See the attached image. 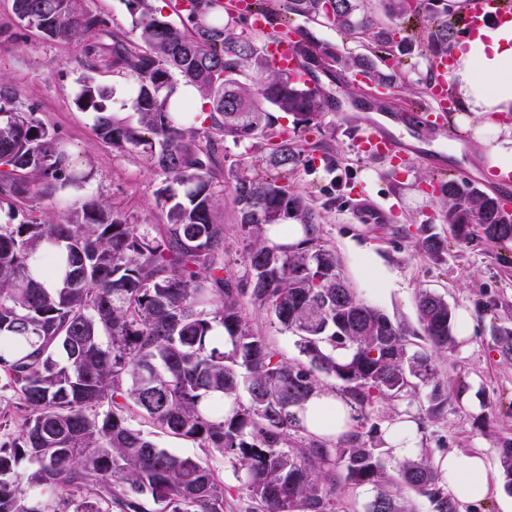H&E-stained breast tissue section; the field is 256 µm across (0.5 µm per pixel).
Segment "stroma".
I'll list each match as a JSON object with an SVG mask.
<instances>
[{
    "label": "stroma",
    "instance_id": "35a3bbf8",
    "mask_svg": "<svg viewBox=\"0 0 512 512\" xmlns=\"http://www.w3.org/2000/svg\"><path fill=\"white\" fill-rule=\"evenodd\" d=\"M80 60L79 46L47 41L29 32L0 42V79L19 90L23 100L38 104L39 117L66 141L73 163L90 174L86 183L59 193L55 201L35 197L28 207L35 214L58 219L69 205L96 196L119 210L135 228L159 232L164 222L156 201L161 178L144 156L114 151L94 133L93 113L76 108ZM323 122L336 129L335 165L319 159L307 162L290 184L321 208L322 240L338 253L357 297L415 332L419 346L425 343L416 309L421 291L442 295L454 310L467 311L472 318L469 336L456 338L448 351L432 354L437 377L448 389L442 413L427 416L430 389L422 385L409 396L385 402L368 423L382 430L401 416H413L420 426V452L432 459L452 451L485 452L496 489L485 502L459 506L458 512H503V502L512 500L499 487V444L512 439V361L497 353L493 330L512 324V245L457 243L440 222L438 204L426 192L433 177L452 175L458 164L485 169L481 149L462 140L459 155L447 156L442 168L423 165L404 178L395 175L388 163L354 150L355 128L346 117L331 112ZM355 187L374 198L399 203L395 223H361L350 196ZM332 194L339 198L336 207L324 208ZM425 223L448 239V252L442 258L429 256L421 246L420 227ZM132 423L150 433L159 447L218 468L230 491L224 512H248L241 481L217 454L162 433L141 418H133Z\"/></svg>",
    "mask_w": 512,
    "mask_h": 512
}]
</instances>
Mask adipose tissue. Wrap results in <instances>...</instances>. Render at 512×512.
<instances>
[{
  "label": "adipose tissue",
  "mask_w": 512,
  "mask_h": 512,
  "mask_svg": "<svg viewBox=\"0 0 512 512\" xmlns=\"http://www.w3.org/2000/svg\"><path fill=\"white\" fill-rule=\"evenodd\" d=\"M455 56L448 79L462 111L452 121L471 132L491 165L512 170V125L497 121L498 114L512 112V21L461 41ZM299 417L307 433L316 437L340 439L353 431L348 401L326 392L312 397ZM435 467L442 484L460 503L483 502L492 494L490 462L483 452H452L438 458Z\"/></svg>",
  "instance_id": "1"
}]
</instances>
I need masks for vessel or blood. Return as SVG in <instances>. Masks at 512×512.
I'll use <instances>...</instances> for the list:
<instances>
[{"label":"vessel or blood","mask_w":512,"mask_h":512,"mask_svg":"<svg viewBox=\"0 0 512 512\" xmlns=\"http://www.w3.org/2000/svg\"><path fill=\"white\" fill-rule=\"evenodd\" d=\"M463 36L477 35L480 29L496 21L512 18V12L503 10L500 0H465ZM231 15L243 19L255 31L269 32L267 52L272 64L289 74L293 80L311 85L316 74L300 65L296 45L301 39L297 31L275 28L272 16L254 9L252 0H229ZM455 62L453 53H444L434 60V78L429 86L425 107L414 112L382 109L383 101L395 98L396 89L371 87L366 98L349 103L357 112L360 125L353 146L370 158L395 162L404 168L419 163L439 165L440 159L433 147L434 138H448V119L457 110L448 88V73ZM485 187L501 201L512 200V171H495L485 180ZM356 200L369 224L391 223L395 208L387 202L372 200L368 195H357Z\"/></svg>","instance_id":"obj_1"}]
</instances>
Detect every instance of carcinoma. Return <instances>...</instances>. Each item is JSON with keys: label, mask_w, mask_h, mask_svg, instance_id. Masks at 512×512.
I'll list each match as a JSON object with an SVG mask.
<instances>
[{"label": "carcinoma", "mask_w": 512, "mask_h": 512, "mask_svg": "<svg viewBox=\"0 0 512 512\" xmlns=\"http://www.w3.org/2000/svg\"><path fill=\"white\" fill-rule=\"evenodd\" d=\"M17 2L19 26L80 46L76 105L95 113L94 132L113 150L141 154L158 170L165 224L158 235L140 233L95 196L58 222L23 210L32 197L52 199L87 175L73 167L37 105L0 79V209L22 216L0 224V418L14 404L25 410L15 428L0 427V512H146V500L159 512H224L220 475L158 447L131 424L133 412L244 472L248 512H335L338 480L374 489L366 512H413L406 488L431 500L435 512H457L430 460L388 469L367 445L373 429L338 446L301 436L298 413L326 377L341 383L363 419L421 384L431 387L429 417L448 402L431 355L355 296L336 251L321 241L320 212L290 190L305 154L333 161L336 128L312 143L296 136L322 126L330 105L323 89L277 70L265 37L248 32L222 0H186L176 21L154 0H125L131 37L109 30L83 0ZM383 2L392 17L420 25L422 38L396 39L365 0H257V7L285 24L284 15H294L370 39L372 51L346 57L308 38L302 58L393 85L403 56L416 51L432 60L454 45L458 17L445 0ZM103 68L133 79L135 120L112 109V88L96 77ZM181 83L199 96L208 126L196 127L194 102L172 101ZM278 112L293 117V130L279 124ZM228 140L250 142L261 169H221L217 153ZM228 181L246 242L239 277L223 276ZM438 182L442 223L459 243L512 244V210L469 183ZM288 218L304 238L291 247L271 242L269 227ZM422 246L439 258L447 240L432 233ZM41 276L55 278V287H44ZM245 300L296 336L305 360L275 359ZM418 320L431 348L453 346L454 310L444 297L421 293ZM215 323L224 335H212ZM495 346L512 360V327L497 329ZM499 454L511 494V439Z\"/></svg>", "instance_id": "carcinoma-1"}]
</instances>
